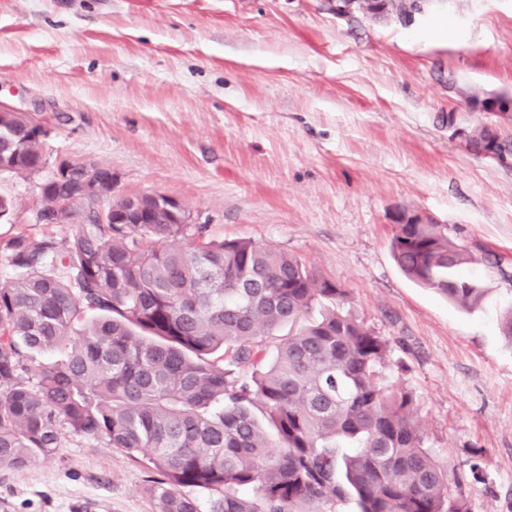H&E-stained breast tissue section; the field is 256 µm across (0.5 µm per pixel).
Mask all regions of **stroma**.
<instances>
[{
	"label": "stroma",
	"instance_id": "1",
	"mask_svg": "<svg viewBox=\"0 0 512 512\" xmlns=\"http://www.w3.org/2000/svg\"><path fill=\"white\" fill-rule=\"evenodd\" d=\"M374 19L333 0H0V103L47 134L45 166L0 171V241L36 221L62 159L111 167L118 195L182 200L213 239L297 256L389 340L452 494L512 512V156L470 151L512 96V0H418ZM407 211L448 227L487 292L465 310L390 250ZM479 456L474 480L467 460ZM145 458L73 443L0 469V512H153Z\"/></svg>",
	"mask_w": 512,
	"mask_h": 512
}]
</instances>
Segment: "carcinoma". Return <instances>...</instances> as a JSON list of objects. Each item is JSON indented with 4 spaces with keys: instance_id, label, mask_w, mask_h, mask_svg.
<instances>
[{
    "instance_id": "carcinoma-1",
    "label": "carcinoma",
    "mask_w": 512,
    "mask_h": 512,
    "mask_svg": "<svg viewBox=\"0 0 512 512\" xmlns=\"http://www.w3.org/2000/svg\"><path fill=\"white\" fill-rule=\"evenodd\" d=\"M45 135L6 114L3 169H39ZM490 136L482 125L467 144L478 153ZM88 177L94 205L80 196ZM113 187L107 168L53 171L36 219L72 234L0 241L15 270L0 281V468L87 440L145 456L154 512H471L414 420L413 392L389 383L387 368L406 365L339 309L343 289L285 251L211 239L205 224H114ZM394 228L407 278L481 302V282L461 274L475 258L448 225ZM46 352L57 359L36 363Z\"/></svg>"
}]
</instances>
